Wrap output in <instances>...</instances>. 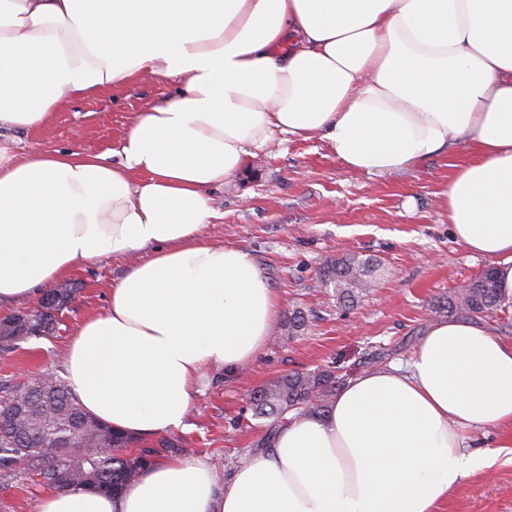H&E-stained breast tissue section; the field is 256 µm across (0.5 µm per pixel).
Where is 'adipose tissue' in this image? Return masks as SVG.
Masks as SVG:
<instances>
[{"instance_id":"adipose-tissue-1","label":"adipose tissue","mask_w":512,"mask_h":512,"mask_svg":"<svg viewBox=\"0 0 512 512\" xmlns=\"http://www.w3.org/2000/svg\"><path fill=\"white\" fill-rule=\"evenodd\" d=\"M180 80L137 112L121 167L20 156L14 131L143 71ZM326 141L353 173L411 169L466 140L442 203L512 300V0H0V308L80 264L149 249L66 347L83 408L135 438L183 427L208 368L233 376L281 309L244 250L205 242L211 187L275 133ZM512 428V340L432 323L411 361L344 384L218 483L210 462L147 467L109 496L49 490L36 512H440Z\"/></svg>"}]
</instances>
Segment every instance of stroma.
I'll return each mask as SVG.
<instances>
[{
	"instance_id": "stroma-1",
	"label": "stroma",
	"mask_w": 512,
	"mask_h": 512,
	"mask_svg": "<svg viewBox=\"0 0 512 512\" xmlns=\"http://www.w3.org/2000/svg\"><path fill=\"white\" fill-rule=\"evenodd\" d=\"M179 84L144 72L125 87L61 108L44 130L18 133L23 152L81 151L119 164L120 142L134 112L175 93ZM465 149L436 155L411 171L378 177L353 174L319 139L274 141L256 151L235 179L214 187L218 212L208 240L248 252L281 299L283 310L308 316L302 335L275 326L264 353L234 378L207 372L185 427L172 430L192 456L209 460L220 479L239 467L264 431L247 404L251 392L297 370L337 367L353 378L378 365H403L427 328L447 319L439 298L493 268L494 260L458 245L441 203ZM356 252L377 259L376 285L357 303L339 305L316 285L322 264ZM131 262L108 258L75 269V288L61 313L62 333L0 351V384L62 373L64 349L84 319L101 312L109 288ZM470 448L492 450L495 462L468 476L441 512H512V430L484 427L468 434ZM43 486L25 476L0 484V512H36Z\"/></svg>"
}]
</instances>
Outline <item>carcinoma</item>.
I'll list each match as a JSON object with an SVG mask.
<instances>
[{
    "label": "carcinoma",
    "mask_w": 512,
    "mask_h": 512,
    "mask_svg": "<svg viewBox=\"0 0 512 512\" xmlns=\"http://www.w3.org/2000/svg\"><path fill=\"white\" fill-rule=\"evenodd\" d=\"M381 265L372 257L348 254L320 268L318 284L333 288L338 302L353 304L377 278ZM72 289L53 288L43 293L39 306L26 314V321L9 318L0 328V350L16 347L29 338L59 333V313L70 302ZM506 307L495 277L486 270L480 277L438 302L436 309L449 315L473 318L489 316ZM288 335L297 336L306 327V315L299 308L288 312ZM342 379L330 368L293 372L250 395L257 418L271 420L258 448L271 447L276 428L286 415H320L333 401ZM0 412L11 417L10 435H0V482L9 483L21 469L44 485L64 490L91 487L103 494H118L135 482L139 474L161 452L183 451L177 439L160 441L159 448L127 451L133 438L115 431L87 414L66 381L46 373L37 385L0 384Z\"/></svg>",
    "instance_id": "obj_1"
}]
</instances>
